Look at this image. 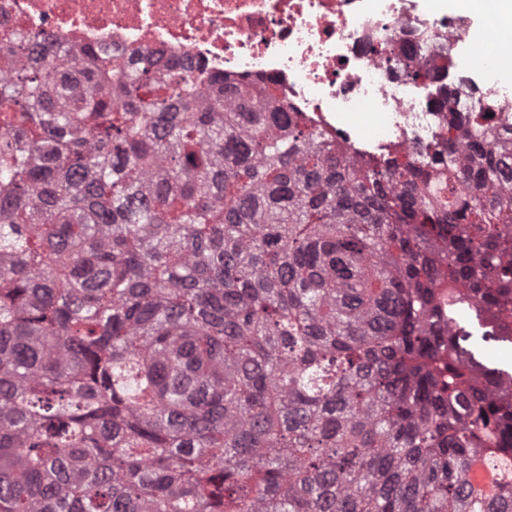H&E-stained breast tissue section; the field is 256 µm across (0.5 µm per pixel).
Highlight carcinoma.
<instances>
[{"label":"carcinoma","mask_w":512,"mask_h":512,"mask_svg":"<svg viewBox=\"0 0 512 512\" xmlns=\"http://www.w3.org/2000/svg\"><path fill=\"white\" fill-rule=\"evenodd\" d=\"M61 56L0 81V512H512V371L446 313L512 342L500 105L412 51L450 134L354 162L268 89Z\"/></svg>","instance_id":"cac0c4a2"}]
</instances>
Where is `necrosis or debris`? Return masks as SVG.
I'll use <instances>...</instances> for the list:
<instances>
[{
    "mask_svg": "<svg viewBox=\"0 0 512 512\" xmlns=\"http://www.w3.org/2000/svg\"><path fill=\"white\" fill-rule=\"evenodd\" d=\"M47 34L69 43L70 67L91 48L123 60L148 51L208 77L272 84L302 124L354 158L373 141L412 151L448 127L397 68L405 49L451 78L459 108L474 94L493 98L506 105L497 123H512V87L499 75L512 37L452 0H0V45L15 42L14 61ZM11 62L0 59V77ZM367 109L385 117L378 135L360 123Z\"/></svg>",
    "mask_w": 512,
    "mask_h": 512,
    "instance_id": "obj_1",
    "label": "necrosis or debris"
}]
</instances>
